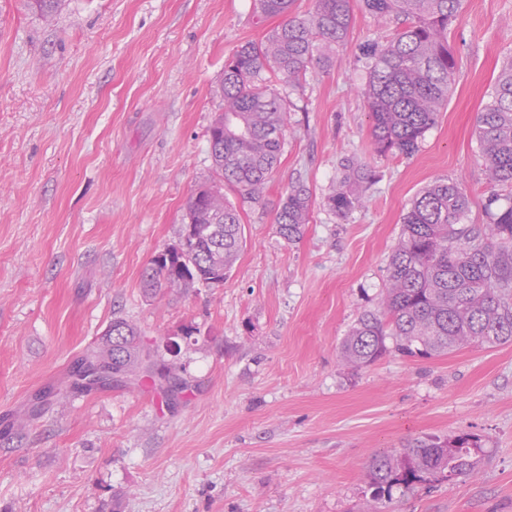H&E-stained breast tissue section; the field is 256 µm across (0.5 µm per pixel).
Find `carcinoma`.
Segmentation results:
<instances>
[{"label":"carcinoma","instance_id":"cac0c4a2","mask_svg":"<svg viewBox=\"0 0 512 512\" xmlns=\"http://www.w3.org/2000/svg\"><path fill=\"white\" fill-rule=\"evenodd\" d=\"M51 19L62 0H30ZM352 0H316L311 15L290 16L295 0H257L256 21L287 20L260 41H246L224 62V108L209 130L213 176L189 196L185 220L194 234L180 263L152 265L142 275L153 297L176 288L211 287L233 268L243 247L240 208L224 186L247 201L262 196L286 144L288 98L303 92L309 66L328 67L333 52L347 44ZM379 21L396 23L382 42L359 46L368 80L363 95L371 119V151L377 156L414 154L448 102L456 84L458 58L448 45V27L461 0H361ZM285 83L282 94L277 84ZM486 179L512 188V57L503 62L475 129ZM367 164L351 159L324 197L340 216L363 201ZM470 200L457 181H436L412 200L391 258L377 308L361 314L339 347L341 362L366 367L388 352L421 358L463 347L512 343V205L494 212L487 224H467ZM313 201L296 184L275 217L280 235L297 241L310 223ZM158 349L140 330L115 318L99 342L69 369L61 387L47 394H87L113 385L150 380L167 397L184 383L171 365L158 364ZM479 441L415 438L397 454L376 456L367 475L370 512H381L393 490L407 494L472 478L481 463Z\"/></svg>","mask_w":512,"mask_h":512}]
</instances>
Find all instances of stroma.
Returning <instances> with one entry per match:
<instances>
[{
  "mask_svg": "<svg viewBox=\"0 0 512 512\" xmlns=\"http://www.w3.org/2000/svg\"><path fill=\"white\" fill-rule=\"evenodd\" d=\"M254 0H63L52 21L0 0V512H368L373 458L414 437L469 433L474 479L395 496L396 512H512V344L431 359L390 352L352 370L338 348L377 306L412 198L460 181L469 221L512 202L473 135L502 60L512 0H462L448 31L460 73L410 156L370 151L358 45L387 36L354 8L348 49L290 97L286 145L222 286L147 296L142 274L180 240L212 175L208 131L224 61L278 25ZM372 170L347 217L323 205L343 158ZM302 183V238L275 223ZM122 317L187 386L147 380L88 396H31Z\"/></svg>",
  "mask_w": 512,
  "mask_h": 512,
  "instance_id": "1",
  "label": "stroma"
}]
</instances>
